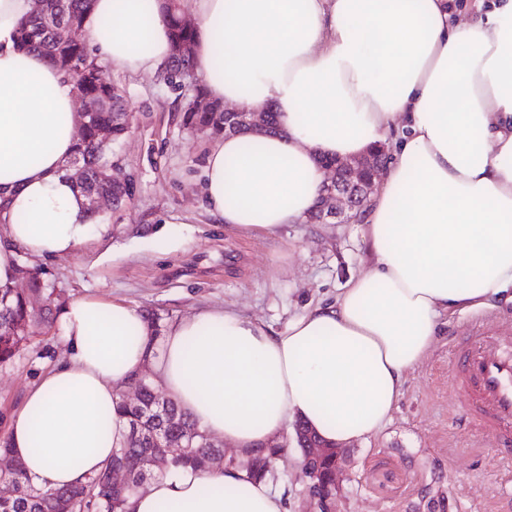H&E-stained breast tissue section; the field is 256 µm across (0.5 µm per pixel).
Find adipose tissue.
<instances>
[{"label":"adipose tissue","instance_id":"obj_1","mask_svg":"<svg viewBox=\"0 0 512 512\" xmlns=\"http://www.w3.org/2000/svg\"><path fill=\"white\" fill-rule=\"evenodd\" d=\"M33 9L0 0V285L13 283L20 254H69L93 222L63 171L73 82L18 39ZM183 11L206 97L276 121L272 133L212 141L200 183L208 215L274 235L314 210L324 161L382 144L393 158L364 219L373 265L277 330L201 307L156 339L141 308L97 295L64 304L69 355L27 392L6 436L41 489L86 482L125 443L114 402L144 367L240 458L292 420L347 445L389 420L445 315L512 305V0L457 18L448 0H183ZM85 30L118 71L158 75L173 52L165 0H92ZM129 509L286 505L228 466L175 470Z\"/></svg>","mask_w":512,"mask_h":512}]
</instances>
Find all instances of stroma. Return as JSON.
Instances as JSON below:
<instances>
[{
	"mask_svg": "<svg viewBox=\"0 0 512 512\" xmlns=\"http://www.w3.org/2000/svg\"><path fill=\"white\" fill-rule=\"evenodd\" d=\"M129 115L112 156L136 178L132 200L105 209L74 253L51 259L21 254L20 264L61 290L64 300L95 294L156 312L161 325L199 307H229L281 328L288 319L335 299L372 255L363 220L285 225L276 235L238 233L204 210L199 176L210 137L186 129L182 108L195 100L159 77L105 65ZM476 315L446 318L421 365L405 380L388 423L343 449L339 490L330 512H512V458L495 437L472 429L454 410L449 386L454 340L470 335ZM62 330L34 337L0 365V440L10 415L38 378L66 358ZM273 463L272 490L288 512H320L301 470L294 433Z\"/></svg>",
	"mask_w": 512,
	"mask_h": 512,
	"instance_id": "obj_1",
	"label": "stroma"
}]
</instances>
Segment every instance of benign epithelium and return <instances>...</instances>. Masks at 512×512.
<instances>
[{
  "label": "benign epithelium",
  "instance_id": "benign-epithelium-1",
  "mask_svg": "<svg viewBox=\"0 0 512 512\" xmlns=\"http://www.w3.org/2000/svg\"><path fill=\"white\" fill-rule=\"evenodd\" d=\"M265 116L261 112L224 110V133H237V126L255 128L263 126ZM386 151L379 150L353 160H337L326 165L327 178L320 205L310 219L320 221L324 217H341L344 213H358L365 209L375 189V178L382 168ZM302 468L309 480L308 490L312 497L321 499L331 495L336 488L337 473L342 459L341 447L327 444L314 432L305 430ZM330 462L329 470L319 469L322 461Z\"/></svg>",
  "mask_w": 512,
  "mask_h": 512
}]
</instances>
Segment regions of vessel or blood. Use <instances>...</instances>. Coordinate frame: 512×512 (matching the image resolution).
Here are the masks:
<instances>
[{
	"mask_svg": "<svg viewBox=\"0 0 512 512\" xmlns=\"http://www.w3.org/2000/svg\"><path fill=\"white\" fill-rule=\"evenodd\" d=\"M454 386L471 423L496 431L512 455V326L477 324L473 336L452 349Z\"/></svg>",
	"mask_w": 512,
	"mask_h": 512,
	"instance_id": "vessel-or-blood-1",
	"label": "vessel or blood"
}]
</instances>
